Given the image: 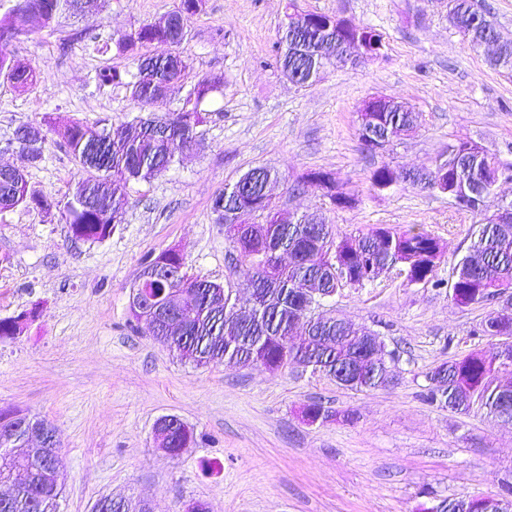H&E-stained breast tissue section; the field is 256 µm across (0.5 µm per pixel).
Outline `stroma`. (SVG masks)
<instances>
[{
    "mask_svg": "<svg viewBox=\"0 0 512 512\" xmlns=\"http://www.w3.org/2000/svg\"><path fill=\"white\" fill-rule=\"evenodd\" d=\"M179 0H95L91 10L35 28L14 55L40 79L29 91L0 81V166L23 170L47 207L0 213V319L31 312L23 334L0 339V408L51 423L66 474L60 512H92L101 497L153 512H417L441 498L495 496L512 484V422L432 405L427 374L443 361L491 347L479 328L501 305L460 307L445 287L405 284L383 272L344 288L323 309L367 327L399 352L397 382L356 392L301 367H198L138 328L131 288L144 259L176 248L186 270L230 288L239 313L251 308L230 257L215 195L251 168L274 170L281 216L316 212L342 234L376 226H417L439 238L435 275L448 281L482 217L446 194L407 182L377 192L370 176L388 165L434 169L458 140L487 146L512 168V71L492 69L488 51L448 22V0H206L187 22L179 50L187 84L224 77L201 105L206 119L180 163L130 182L124 222L102 242L74 240L62 201L80 176L58 128L79 119L128 122L176 110L185 86L142 108L128 93L98 83L103 65L132 69L118 50L101 56L73 33L108 39L172 12ZM375 28L379 58L332 68L296 85L278 63L290 7ZM376 95L405 99L414 132L386 149L367 148L358 110ZM42 125L44 159L29 164L15 129ZM330 171L358 198L334 207L305 182ZM320 401L337 420L308 424ZM187 424L193 440L176 457L161 451L154 426L164 415Z\"/></svg>",
    "mask_w": 512,
    "mask_h": 512,
    "instance_id": "obj_1",
    "label": "stroma"
}]
</instances>
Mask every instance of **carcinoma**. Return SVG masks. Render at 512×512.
Instances as JSON below:
<instances>
[{"mask_svg":"<svg viewBox=\"0 0 512 512\" xmlns=\"http://www.w3.org/2000/svg\"><path fill=\"white\" fill-rule=\"evenodd\" d=\"M10 6L0 13V75L14 88L23 91L36 82L35 68L18 58L11 47L28 34L27 24L33 17L41 27L51 28L56 18L70 11L69 0H9ZM205 0H179L165 24L147 22L115 39L117 49L133 56L136 72L105 68L99 80L115 89L123 88L132 99L145 107L169 83L184 80L187 62L178 54L160 59L147 52L154 43L181 46L188 36L187 20L202 11ZM451 10L463 21L475 23L474 29L492 28L485 14L473 8L472 0H451ZM318 29L303 27L285 30L280 44L283 74H300L306 80L312 68L310 58L302 53V45L312 42ZM490 67L512 71V42L502 45L488 59ZM224 84L223 75H209L191 84L182 107L162 117L140 119L132 123L99 126L80 120L57 131L71 155L86 176L69 189L63 213L72 236L77 240L102 242L116 227L124 223L126 189L130 180L148 181L169 169L176 155L196 144L197 127L204 116L200 106ZM377 125L382 128L410 126L408 112H378ZM46 133L42 126L28 124L16 133L19 151L31 164L43 160ZM251 178L243 186L233 184L219 192L213 201L214 212L224 219V210L236 204L262 207L260 199L268 182L278 179L267 167L249 170ZM47 200L31 189L23 171L0 169V211L19 206H43ZM232 249L242 257V274L247 287L259 291L262 302L244 318L245 324L233 332L225 329V318L231 312V296L223 285L192 278V303L184 308L186 323L178 333L168 337L169 348L197 366L227 367L261 365L270 370L295 363L309 362L312 372H320L336 383L356 391H372L390 386L389 363L397 360L396 352H387L385 360H366L356 336L367 329L320 311L321 301L307 297L301 288L309 281L317 282L326 296L354 280L363 286L375 268H384L395 259L413 257L408 269L410 282L427 284L441 259L443 247L428 232L411 226L407 229L376 227L367 233L341 235L326 219L307 216L298 223L283 224L268 212L262 231L253 235L239 225L228 237ZM288 255V264L281 261ZM183 267L182 254L173 248L160 252L144 262L142 270L157 266ZM178 284L173 281L145 277L136 279L132 293L151 298L172 299ZM448 288L461 307L482 305L495 294L512 289V223L482 222L474 234L466 254L455 266ZM136 322L150 335L153 321L138 302L130 305ZM302 317L306 334L298 347L285 348L284 341L293 335L297 317ZM34 312L0 319V338H12L24 332ZM504 364L501 351L491 348L445 361L427 373V399L432 403L469 413L473 407L484 410L495 419L512 420V393L495 385L499 367ZM305 417L311 423H325L336 417L330 407L320 402L307 406ZM16 431L0 434V481H10L14 470L24 473L8 498L0 501V512H57L64 477L51 478L61 467V460L40 455L28 446L27 428L16 420L9 423ZM193 438L182 421L165 428L163 446L168 455L177 457ZM494 512H512V486L500 497H469L468 512H486L488 503Z\"/></svg>","mask_w":512,"mask_h":512,"instance_id":"cac0c4a2","label":"carcinoma"}]
</instances>
